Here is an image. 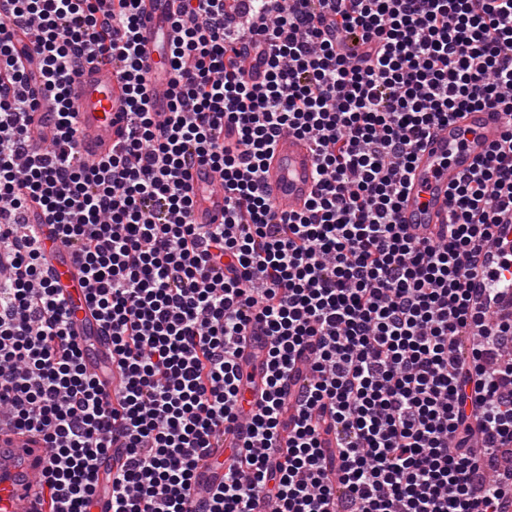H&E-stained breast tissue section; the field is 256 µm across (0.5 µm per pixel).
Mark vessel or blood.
Segmentation results:
<instances>
[{
    "mask_svg": "<svg viewBox=\"0 0 512 512\" xmlns=\"http://www.w3.org/2000/svg\"><path fill=\"white\" fill-rule=\"evenodd\" d=\"M171 12V0H143L140 9L143 56L151 67L150 82L157 87L166 85L169 78L158 64L180 36L170 21ZM72 99L81 155L95 161L111 153L128 125L124 81L117 65L106 59L86 67L72 89ZM502 131L500 111L485 106L449 120L447 126L427 138L415 155L399 223L413 235L438 238L448 222L449 184L486 158L500 141ZM315 169V153L307 139L291 132L276 139L263 175V189L278 214L304 209L316 190ZM190 181L196 193L190 223H223L224 190L217 173L196 162L190 168ZM36 232L37 246L55 257L50 265L51 279L76 310L77 337H93L100 356H111L112 346L102 336L86 302L85 283L73 252L56 237L51 225H37ZM223 459V449H213L198 469L197 486L223 479ZM47 465L46 444L40 434L0 427V512H49V493L35 483Z\"/></svg>",
    "mask_w": 512,
    "mask_h": 512,
    "instance_id": "b4317fda",
    "label": "vessel or blood"
}]
</instances>
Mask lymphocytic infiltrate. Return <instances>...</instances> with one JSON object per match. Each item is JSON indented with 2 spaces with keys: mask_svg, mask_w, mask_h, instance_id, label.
Returning a JSON list of instances; mask_svg holds the SVG:
<instances>
[{
  "mask_svg": "<svg viewBox=\"0 0 512 512\" xmlns=\"http://www.w3.org/2000/svg\"><path fill=\"white\" fill-rule=\"evenodd\" d=\"M140 2L0 0V408L43 434L52 512H92L104 490L112 512H512V323L488 320L512 291V0H178L162 118ZM101 56L130 130L88 163L69 86ZM482 106L500 141L449 185L439 240L413 236L396 213L416 150ZM284 132L317 159L288 216L261 186ZM196 160L223 180V223L188 221ZM31 218L77 253L115 392ZM241 427L223 483L195 495ZM224 460V448H213L211 456L198 469L196 484L198 487H207L223 479L224 466L220 465Z\"/></svg>",
  "mask_w": 512,
  "mask_h": 512,
  "instance_id": "obj_1",
  "label": "lymphocytic infiltrate"
}]
</instances>
